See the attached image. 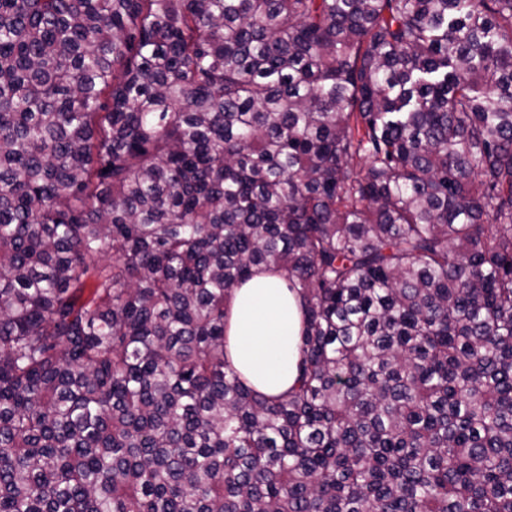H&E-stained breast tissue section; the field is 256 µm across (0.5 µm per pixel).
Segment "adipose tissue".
<instances>
[{
    "instance_id": "adipose-tissue-1",
    "label": "adipose tissue",
    "mask_w": 512,
    "mask_h": 512,
    "mask_svg": "<svg viewBox=\"0 0 512 512\" xmlns=\"http://www.w3.org/2000/svg\"><path fill=\"white\" fill-rule=\"evenodd\" d=\"M302 313L283 279L254 270L236 288L227 329V349L246 384L267 396L292 386L299 361Z\"/></svg>"
}]
</instances>
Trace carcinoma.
Segmentation results:
<instances>
[{
  "label": "carcinoma",
  "mask_w": 512,
  "mask_h": 512,
  "mask_svg": "<svg viewBox=\"0 0 512 512\" xmlns=\"http://www.w3.org/2000/svg\"><path fill=\"white\" fill-rule=\"evenodd\" d=\"M0 512H512V0H0ZM301 328L299 302L278 274L255 269L235 289L227 349L248 386L266 396H279L292 386Z\"/></svg>",
  "instance_id": "cac0c4a2"
}]
</instances>
